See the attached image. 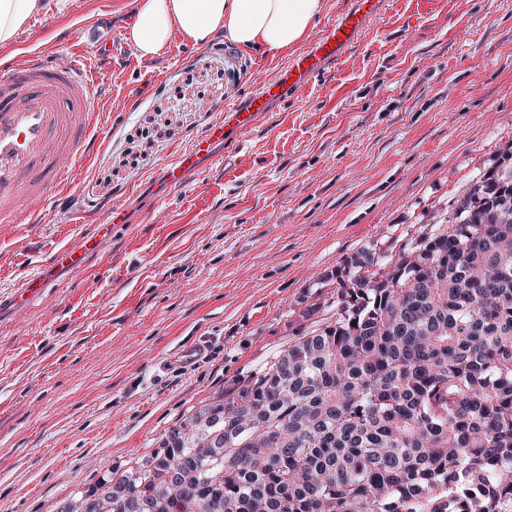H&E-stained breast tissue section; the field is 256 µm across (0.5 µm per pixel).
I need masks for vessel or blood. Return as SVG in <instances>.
I'll use <instances>...</instances> for the list:
<instances>
[{"label":"vessel or blood","mask_w":512,"mask_h":512,"mask_svg":"<svg viewBox=\"0 0 512 512\" xmlns=\"http://www.w3.org/2000/svg\"><path fill=\"white\" fill-rule=\"evenodd\" d=\"M384 0H355L353 8L328 27L307 50L293 54L282 78L251 91L243 105L225 108L193 144L166 167V181L176 188L188 183L203 159L218 144L239 140L270 106L302 98L327 65L338 59L377 17ZM92 76L82 55L50 61L31 55L24 63L0 65V224H37L46 215L52 195L93 151ZM124 202L113 203L97 236L79 235L77 244L56 252L53 264L80 269L113 225L123 223ZM43 278L30 276L9 297L23 312L45 288Z\"/></svg>","instance_id":"1"}]
</instances>
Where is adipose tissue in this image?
Returning <instances> with one entry per match:
<instances>
[{"label":"adipose tissue","instance_id":"ef3b65f1","mask_svg":"<svg viewBox=\"0 0 512 512\" xmlns=\"http://www.w3.org/2000/svg\"><path fill=\"white\" fill-rule=\"evenodd\" d=\"M54 0H0V47L14 44L25 21ZM137 21L125 39L142 58L158 55L172 34L195 46L216 36L243 51L269 54L300 43L315 27L323 0H136Z\"/></svg>","mask_w":512,"mask_h":512}]
</instances>
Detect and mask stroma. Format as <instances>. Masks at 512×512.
<instances>
[{
    "instance_id": "35a3bbf8",
    "label": "stroma",
    "mask_w": 512,
    "mask_h": 512,
    "mask_svg": "<svg viewBox=\"0 0 512 512\" xmlns=\"http://www.w3.org/2000/svg\"><path fill=\"white\" fill-rule=\"evenodd\" d=\"M135 20L136 0H67L0 48L16 64L81 50L100 131L42 223L0 224V296L48 281L25 316L0 308V512H58L157 448L310 330L325 273L429 223L512 148V0H385L300 101L169 188L175 154L289 54L176 35L143 59ZM124 198L82 269L50 267Z\"/></svg>"
}]
</instances>
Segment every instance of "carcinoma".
<instances>
[{
	"mask_svg": "<svg viewBox=\"0 0 512 512\" xmlns=\"http://www.w3.org/2000/svg\"><path fill=\"white\" fill-rule=\"evenodd\" d=\"M62 512H512V153Z\"/></svg>",
	"mask_w": 512,
	"mask_h": 512,
	"instance_id": "cac0c4a2",
	"label": "carcinoma"
}]
</instances>
